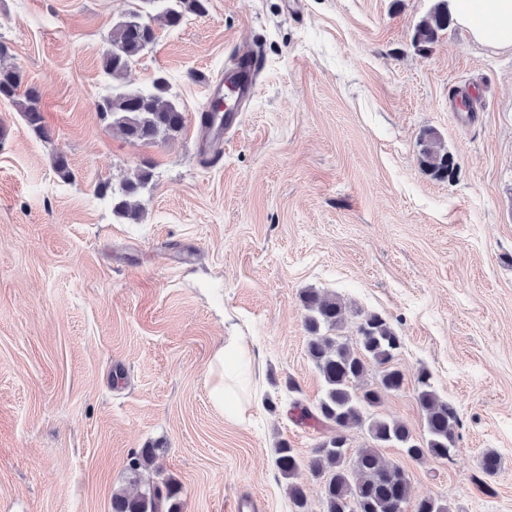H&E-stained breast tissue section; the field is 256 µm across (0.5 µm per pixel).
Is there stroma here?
I'll return each mask as SVG.
<instances>
[{
    "mask_svg": "<svg viewBox=\"0 0 512 512\" xmlns=\"http://www.w3.org/2000/svg\"><path fill=\"white\" fill-rule=\"evenodd\" d=\"M435 2L209 0L158 29L120 82L164 75L187 114L180 135L145 144L97 103L113 84L114 24L155 15L152 0H0V43L52 134L0 100V512H112L114 491L167 479L182 512H233L246 496L294 512L276 448L306 460L328 436L290 413L324 389L307 355L309 288L344 303L349 346L373 313L399 334L405 385L377 414L425 436L422 370L458 412L451 458L382 449L409 478L405 512L425 497L512 512V49L456 24L418 43ZM253 52L254 97L210 159L208 86ZM429 130L454 160L449 178L420 164ZM146 165L130 224L95 187ZM233 333L256 355L242 421L209 397V363ZM148 446L155 460L131 482L128 460ZM488 450L492 476L478 466Z\"/></svg>",
    "mask_w": 512,
    "mask_h": 512,
    "instance_id": "35a3bbf8",
    "label": "stroma"
}]
</instances>
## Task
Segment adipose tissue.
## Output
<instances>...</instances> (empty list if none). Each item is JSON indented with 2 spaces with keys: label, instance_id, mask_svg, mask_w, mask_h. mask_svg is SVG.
Returning a JSON list of instances; mask_svg holds the SVG:
<instances>
[{
  "label": "adipose tissue",
  "instance_id": "1",
  "mask_svg": "<svg viewBox=\"0 0 512 512\" xmlns=\"http://www.w3.org/2000/svg\"><path fill=\"white\" fill-rule=\"evenodd\" d=\"M454 21L473 40L496 48H512V0H448ZM254 352L246 337H225L209 367L213 404L234 420L244 417V401L238 395V378L253 367Z\"/></svg>",
  "mask_w": 512,
  "mask_h": 512
}]
</instances>
